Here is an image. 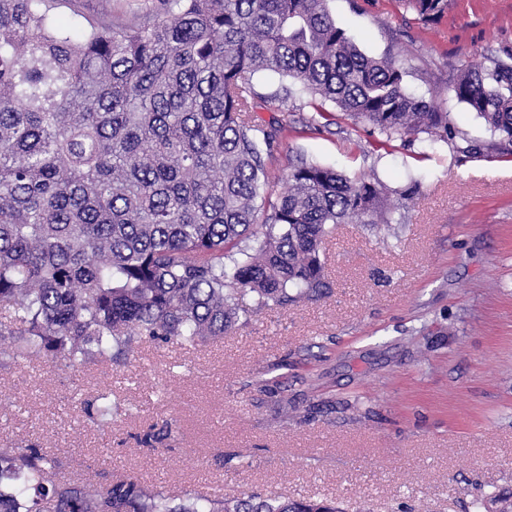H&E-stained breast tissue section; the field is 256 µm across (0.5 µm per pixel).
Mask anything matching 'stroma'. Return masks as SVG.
Listing matches in <instances>:
<instances>
[{
  "mask_svg": "<svg viewBox=\"0 0 512 512\" xmlns=\"http://www.w3.org/2000/svg\"><path fill=\"white\" fill-rule=\"evenodd\" d=\"M160 0H71L69 11L129 24ZM360 50L402 62L408 89L446 104L470 140L494 136L447 101L459 70L512 52V0H448L424 24L397 0H328ZM295 122L272 166L315 161L392 189L389 225L340 224L328 287L291 305L245 296L224 340L145 346L111 369L0 360V448L35 444L60 479L134 477L175 496L328 497L346 512H475L512 494V155L464 157L427 137L381 141L333 111ZM111 388L107 427L84 400ZM173 419L158 449L133 437Z\"/></svg>",
  "mask_w": 512,
  "mask_h": 512,
  "instance_id": "35a3bbf8",
  "label": "stroma"
}]
</instances>
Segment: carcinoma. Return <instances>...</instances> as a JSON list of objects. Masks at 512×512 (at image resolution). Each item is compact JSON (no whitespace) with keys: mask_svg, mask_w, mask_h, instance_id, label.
Listing matches in <instances>:
<instances>
[{"mask_svg":"<svg viewBox=\"0 0 512 512\" xmlns=\"http://www.w3.org/2000/svg\"><path fill=\"white\" fill-rule=\"evenodd\" d=\"M327 0H162L140 22L85 23L59 0H0V345L12 358L75 367L125 363L142 345L224 338L237 296L295 302L327 288L336 224H388L377 178L316 162L288 166L272 197L269 162L291 103L330 104L388 140L425 134L477 147L389 57L363 53ZM425 23L448 0H400ZM265 72L285 80L256 91ZM512 154V53L482 54L448 85ZM280 113L266 127L255 100ZM164 419L137 436L154 448ZM56 457L0 448V512H343L323 499L188 496L131 478L87 487Z\"/></svg>","mask_w":512,"mask_h":512,"instance_id":"cac0c4a2","label":"carcinoma"}]
</instances>
